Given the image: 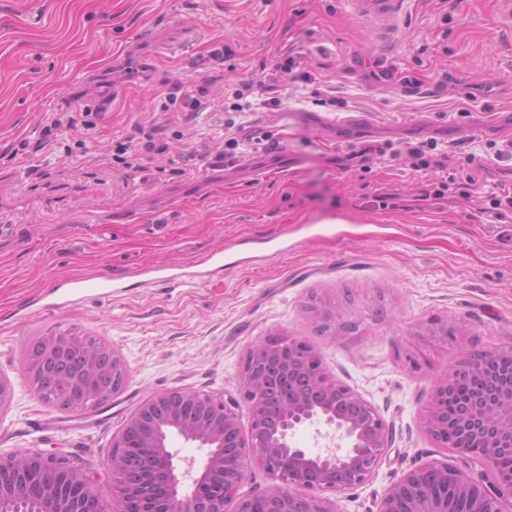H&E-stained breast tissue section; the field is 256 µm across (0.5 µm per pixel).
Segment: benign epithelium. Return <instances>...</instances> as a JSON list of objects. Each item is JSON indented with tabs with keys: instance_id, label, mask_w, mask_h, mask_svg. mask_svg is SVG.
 <instances>
[{
	"instance_id": "obj_1",
	"label": "benign epithelium",
	"mask_w": 512,
	"mask_h": 512,
	"mask_svg": "<svg viewBox=\"0 0 512 512\" xmlns=\"http://www.w3.org/2000/svg\"><path fill=\"white\" fill-rule=\"evenodd\" d=\"M311 347L293 337L267 336L248 349L240 366L237 396L173 388L148 396L112 439L105 469L118 497L106 504L93 477L57 452L0 453V512H226L229 492L260 462L277 484L236 499L234 512H334L327 491L343 492L367 483L390 445V430L380 412L353 389L324 382L323 364H309ZM485 355L507 361L505 378L473 396L456 421L448 422V399L466 365L435 379L424 427L442 447L470 457L469 447L485 449L479 460L495 476L471 475L446 462L408 470L392 484L379 512H454L466 499L470 512H512V478L498 476L500 461L512 458V349ZM24 376L34 390L62 375L58 408L81 411L112 399L128 379L119 351L105 340L79 345L62 334L46 336L27 351ZM112 380V391L103 382ZM250 414L241 432L240 402ZM306 427L325 441L312 452L294 438ZM467 445L448 442V432ZM180 438L203 451L200 460H180L171 441ZM41 489L34 507L23 491Z\"/></svg>"
}]
</instances>
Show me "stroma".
<instances>
[{
	"mask_svg": "<svg viewBox=\"0 0 512 512\" xmlns=\"http://www.w3.org/2000/svg\"><path fill=\"white\" fill-rule=\"evenodd\" d=\"M224 51L223 64L209 54ZM295 57L289 80L275 64ZM150 66L142 77V66ZM512 0H411L398 26L353 15L345 0H0V375L12 399L0 413V453L59 449L114 489L104 465L112 439L149 395L174 387L235 393L249 345L269 335L305 340L329 377L373 404L390 427V447L373 477L331 494L335 512H378L409 469L446 462L480 471L441 447L422 418L432 381L466 357L512 349V222L489 194L512 188V138L479 112L512 113ZM223 101L228 84L277 88L280 111L213 108L185 121L163 111L182 73ZM365 112L364 135L303 126L317 95ZM88 125L43 129L59 113ZM158 125L169 146L140 172L117 145L135 125ZM269 133L263 144L255 131ZM435 138L455 177L481 193L432 200L431 174L408 159L369 170L337 164L351 146ZM238 140L239 161L274 148L291 171L257 176L200 166L189 154ZM43 176L30 173V166ZM207 189L196 186L198 180ZM396 192L398 210L368 207ZM223 251L220 264L207 256ZM144 265L175 284L133 275ZM108 277L56 318L39 312L56 281ZM328 311L322 323L310 304ZM54 334L97 337L121 353L123 390L79 412L44 403L22 376L23 352Z\"/></svg>",
	"mask_w": 512,
	"mask_h": 512,
	"instance_id": "1",
	"label": "stroma"
}]
</instances>
